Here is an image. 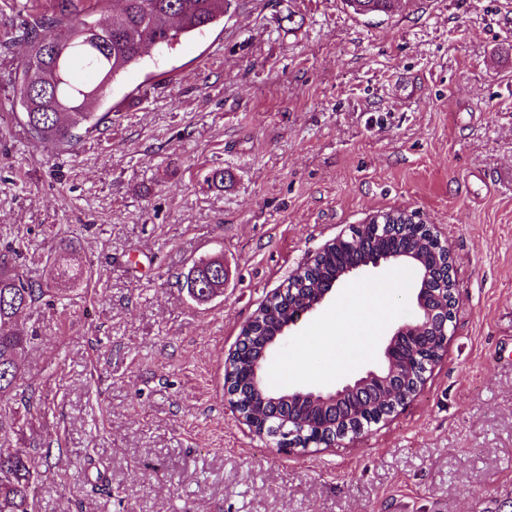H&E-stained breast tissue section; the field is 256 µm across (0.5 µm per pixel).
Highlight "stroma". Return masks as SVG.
<instances>
[{"label": "stroma", "mask_w": 512, "mask_h": 512, "mask_svg": "<svg viewBox=\"0 0 512 512\" xmlns=\"http://www.w3.org/2000/svg\"><path fill=\"white\" fill-rule=\"evenodd\" d=\"M0 39V246L52 285L59 232L89 287L36 303L12 445L47 461L39 512H512V0H235L218 26L147 52L79 147L32 139ZM224 174L215 181L213 172ZM419 212L451 251L456 319L417 395L360 439L280 454L224 394L242 327L326 243ZM220 255L223 296L183 286ZM291 326L273 376L346 300ZM320 364L329 389L377 367ZM397 0H346L347 5L361 16L387 14Z\"/></svg>", "instance_id": "obj_1"}]
</instances>
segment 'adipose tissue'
I'll return each mask as SVG.
<instances>
[{
  "label": "adipose tissue",
  "instance_id": "adipose-tissue-1",
  "mask_svg": "<svg viewBox=\"0 0 512 512\" xmlns=\"http://www.w3.org/2000/svg\"><path fill=\"white\" fill-rule=\"evenodd\" d=\"M398 286L399 281L394 277L373 286L354 285L349 290L347 301L338 305L323 322L322 334L326 338L323 354L331 359L328 375L338 374L346 367L343 360L334 356L337 348L354 350L366 355L374 350L380 327L372 314L388 307L391 296Z\"/></svg>",
  "mask_w": 512,
  "mask_h": 512
}]
</instances>
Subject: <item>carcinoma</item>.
Returning <instances> with one entry per match:
<instances>
[{"instance_id":"obj_1","label":"carcinoma","mask_w":512,"mask_h":512,"mask_svg":"<svg viewBox=\"0 0 512 512\" xmlns=\"http://www.w3.org/2000/svg\"><path fill=\"white\" fill-rule=\"evenodd\" d=\"M109 0H51L50 14L32 17L21 32L28 47L27 58L16 68L13 86L22 108V119L30 136L73 148L96 131L106 114L92 111L94 101H102L105 90L127 70L137 66L148 46L170 48L180 40L216 25L224 19L234 0H124L112 23L101 27L90 17L107 8ZM396 0H346L361 16L388 13ZM80 65L99 78L94 85L73 81L72 71ZM386 220L378 236L369 235L360 250L380 257L401 253L419 255V275L430 274V287L448 288L443 280L444 256L436 240L415 237L405 225L412 216L404 209L385 212ZM70 239L60 238L55 258V280L71 288L88 285L89 268L74 261ZM354 251L330 248L307 268L294 286L274 295L261 307L255 321L244 327L236 344L241 362H257L260 336L274 331L294 317L307 301H312L335 274L336 267L352 258ZM191 297L208 301L224 294V260L212 258L194 264L186 275ZM48 290L24 280L16 270H0V401L11 397L20 375L19 358L31 347L32 336L18 331V322L31 307L47 296ZM225 382L239 392L237 402L246 415L261 414L268 425H276L304 409L335 424L344 419L346 409L363 406L370 412H386L388 403L364 393L349 396L326 407L311 400H288V392L263 383L267 402L255 398L251 379L240 375L235 364L225 366ZM16 422L0 418V512H37L35 485L41 477L40 465L22 448L11 446Z\"/></svg>"}]
</instances>
